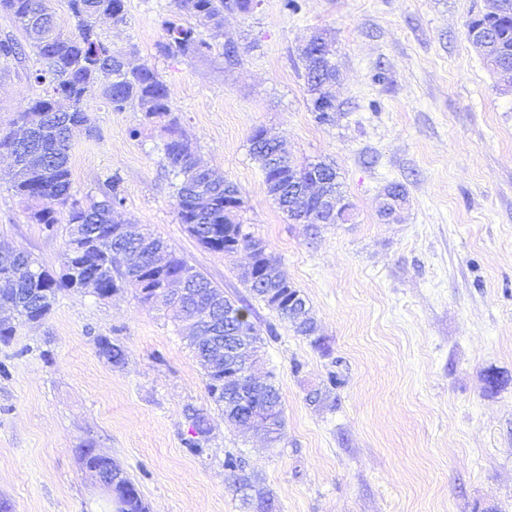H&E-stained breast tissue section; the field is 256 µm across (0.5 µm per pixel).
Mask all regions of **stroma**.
<instances>
[{
  "mask_svg": "<svg viewBox=\"0 0 512 512\" xmlns=\"http://www.w3.org/2000/svg\"><path fill=\"white\" fill-rule=\"evenodd\" d=\"M260 0L224 14L235 64L159 53L173 0H126L104 36L154 64L201 162L237 185L246 230L307 300L327 351L297 335L241 278L246 253L199 245L176 216L162 125L86 109L96 137L70 154L72 191L101 197L120 179L118 219L164 238L231 299L251 302L263 368L285 411L277 447L225 424L185 332L125 288L101 300L62 291L41 323L0 342V501L11 512H117L80 449L109 456L149 512H241L224 456H244L274 512H512V92L474 48L467 24L492 0ZM327 32L339 78L334 122L317 123L297 49ZM33 51L0 60V133L35 98ZM142 127L140 137L130 131ZM264 126L298 161L335 165L349 203L341 224H298L268 197L249 136ZM0 163V248L59 272L66 237L30 220ZM401 184L397 220L380 207ZM123 346L113 366L96 337ZM337 373L320 404L307 393ZM495 372L504 382H486ZM210 413L204 454H188L186 406Z\"/></svg>",
  "mask_w": 512,
  "mask_h": 512,
  "instance_id": "obj_1",
  "label": "stroma"
}]
</instances>
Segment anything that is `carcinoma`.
<instances>
[{
	"label": "carcinoma",
	"mask_w": 512,
	"mask_h": 512,
	"mask_svg": "<svg viewBox=\"0 0 512 512\" xmlns=\"http://www.w3.org/2000/svg\"><path fill=\"white\" fill-rule=\"evenodd\" d=\"M66 2L76 22L75 32L70 36L58 30L57 16L48 0H0V12L13 17L19 29L31 40L41 61L35 81L44 86L43 93L20 108L18 120L33 122L38 116L51 112L57 102L66 104L61 115L67 119L62 127L48 124L34 131L43 152L41 165L14 175L12 183L16 195L47 202V206L31 212L32 221L49 233L56 232L58 225H65L67 249L61 271L55 275L43 269L33 276L28 273V267L36 262L30 255L14 252L6 260L1 258L0 307L15 310L19 318L29 323L43 321L51 313L59 292L75 291L79 281L91 276L95 277V288L91 293L100 299L112 296L125 286L137 291L154 289L159 284L157 280L142 284L144 265L155 251L162 250L169 260L157 274L163 278H184L189 282V294L177 301L165 299L161 304L170 309L178 307L186 314L196 316L201 334L210 333L209 319L212 318L219 324L216 336L220 339L236 334L258 336L250 320V305L224 296L219 287L177 254L163 238L135 226L120 238L113 236L115 221L112 213L123 205L117 182H107L108 191L103 198L89 205L74 198L70 151L77 135L95 132L85 101L97 92L114 110L133 107L142 112L146 124L167 119L168 138L163 144L162 162L179 178L175 185L179 223L195 225L190 234L212 252L225 256L241 250L247 252L251 261L242 278L251 295L289 322L298 335L312 339L317 348H322L315 319L308 316L301 321L292 320L289 303L299 289L278 287L279 282L286 280L280 260L263 245L259 246L258 253H253L255 238L244 231L239 218L243 199L237 186L220 173L199 165L195 146L180 130L177 118L171 117L169 89L158 69L149 63L133 68L120 64V58L127 52L108 42L98 30L96 19L101 16H107L115 23L124 21L126 0ZM500 3L497 11L486 14V18L496 33V42L509 50L512 48V0H500ZM258 5L259 0H174L175 11L162 23L165 41L159 45V52L171 59L204 57L211 52L212 41L222 34L224 11L250 12ZM193 18L207 27L209 37H204L190 23ZM299 60L315 121L320 124L331 121L332 113L317 111L316 102L330 97L325 87L336 80V63L330 56L320 59L311 54L301 55ZM249 152L264 174L267 195L288 218L304 224L324 222L316 195H307L291 206L288 205V195L298 184L309 188L320 180L329 191L338 192L341 183L332 163L293 159L284 151L278 137L264 127L253 130ZM117 250L122 251L125 258L122 270L112 268V256ZM191 345L203 370L208 396L227 422L233 424L237 417L243 422L249 417L250 405H263L274 418L276 432L282 433L284 406L275 383H269L261 397H249L244 402L234 395L232 387L224 384V358H215L212 351L196 338L192 339ZM95 348L100 358L114 366L125 362L123 347L107 336L97 337ZM185 416L191 426V437L184 441L185 450L200 455L208 440V416L193 407L186 408ZM80 453L100 471L121 475L127 512H147L135 484L112 462V458L94 456L84 448ZM224 469L239 495L243 512H263L264 506L271 502L270 494L260 486L254 474L244 473L242 459L231 454L225 456Z\"/></svg>",
	"instance_id": "obj_1"
}]
</instances>
